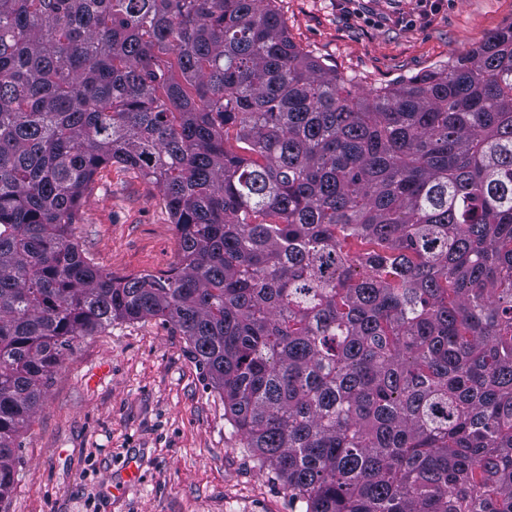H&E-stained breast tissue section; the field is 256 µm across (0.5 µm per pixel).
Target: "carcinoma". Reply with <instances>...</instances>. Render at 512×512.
<instances>
[{
  "instance_id": "carcinoma-1",
  "label": "carcinoma",
  "mask_w": 512,
  "mask_h": 512,
  "mask_svg": "<svg viewBox=\"0 0 512 512\" xmlns=\"http://www.w3.org/2000/svg\"><path fill=\"white\" fill-rule=\"evenodd\" d=\"M112 164L168 271L75 242ZM148 319L290 512H512V25L361 97L275 0H0V512L65 352Z\"/></svg>"
}]
</instances>
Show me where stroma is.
Listing matches in <instances>:
<instances>
[{"label": "stroma", "instance_id": "1", "mask_svg": "<svg viewBox=\"0 0 512 512\" xmlns=\"http://www.w3.org/2000/svg\"><path fill=\"white\" fill-rule=\"evenodd\" d=\"M291 40L355 92L447 64L512 23V0H277ZM74 237L118 277L160 274L180 241L156 187L117 165L96 175ZM7 512H290L282 484L240 447L187 340L155 320L115 323L66 352L23 432ZM141 482L121 493L128 456Z\"/></svg>", "mask_w": 512, "mask_h": 512}]
</instances>
